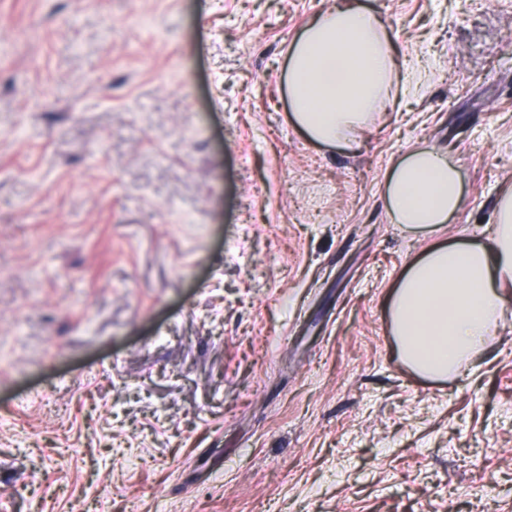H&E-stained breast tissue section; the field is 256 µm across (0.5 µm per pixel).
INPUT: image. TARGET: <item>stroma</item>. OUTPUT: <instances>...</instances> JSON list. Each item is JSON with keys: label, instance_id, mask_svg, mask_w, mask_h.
Instances as JSON below:
<instances>
[{"label": "stroma", "instance_id": "obj_1", "mask_svg": "<svg viewBox=\"0 0 512 512\" xmlns=\"http://www.w3.org/2000/svg\"><path fill=\"white\" fill-rule=\"evenodd\" d=\"M334 0H0V512H512V310L436 383L384 175L512 189V0H367L421 77L350 151L288 119Z\"/></svg>", "mask_w": 512, "mask_h": 512}]
</instances>
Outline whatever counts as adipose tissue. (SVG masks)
I'll list each match as a JSON object with an SVG mask.
<instances>
[{
    "label": "adipose tissue",
    "instance_id": "1",
    "mask_svg": "<svg viewBox=\"0 0 512 512\" xmlns=\"http://www.w3.org/2000/svg\"><path fill=\"white\" fill-rule=\"evenodd\" d=\"M387 23L364 0H336L292 41L284 83L294 125L318 146L350 150L377 114L411 92ZM394 223L433 236L409 261L386 301L398 358L444 379L481 353L512 304V191L503 193L487 237L438 239L464 204L463 174L447 152L412 150L388 170Z\"/></svg>",
    "mask_w": 512,
    "mask_h": 512
}]
</instances>
